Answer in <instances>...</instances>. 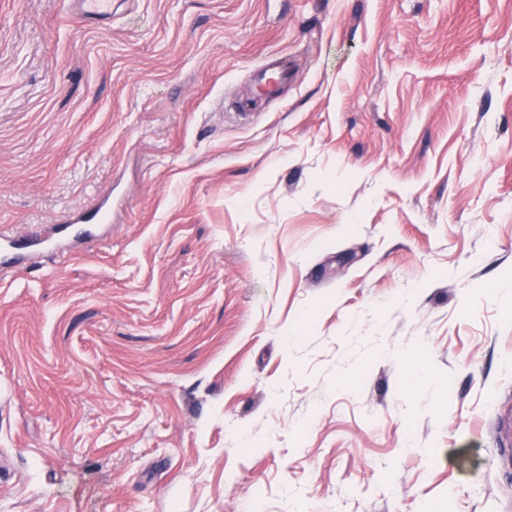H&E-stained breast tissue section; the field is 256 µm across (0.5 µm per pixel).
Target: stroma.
Segmentation results:
<instances>
[{
  "instance_id": "obj_1",
  "label": "stroma",
  "mask_w": 512,
  "mask_h": 512,
  "mask_svg": "<svg viewBox=\"0 0 512 512\" xmlns=\"http://www.w3.org/2000/svg\"><path fill=\"white\" fill-rule=\"evenodd\" d=\"M82 214L0 512H512V0H0V229Z\"/></svg>"
}]
</instances>
